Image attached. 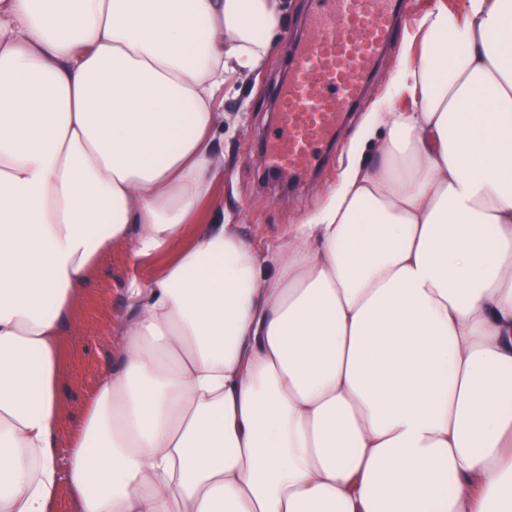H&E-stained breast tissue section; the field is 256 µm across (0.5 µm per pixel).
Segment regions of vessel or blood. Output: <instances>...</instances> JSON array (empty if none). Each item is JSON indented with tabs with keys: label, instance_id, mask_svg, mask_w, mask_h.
Here are the masks:
<instances>
[{
	"label": "vessel or blood",
	"instance_id": "1",
	"mask_svg": "<svg viewBox=\"0 0 512 512\" xmlns=\"http://www.w3.org/2000/svg\"><path fill=\"white\" fill-rule=\"evenodd\" d=\"M310 2V34L287 47L290 73L265 138L271 167L291 179L322 168L397 25L396 0Z\"/></svg>",
	"mask_w": 512,
	"mask_h": 512
}]
</instances>
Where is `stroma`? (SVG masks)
I'll return each mask as SVG.
<instances>
[{
    "label": "stroma",
    "mask_w": 512,
    "mask_h": 512,
    "mask_svg": "<svg viewBox=\"0 0 512 512\" xmlns=\"http://www.w3.org/2000/svg\"><path fill=\"white\" fill-rule=\"evenodd\" d=\"M436 0H402L401 19L381 62L373 71L354 112L333 147L324 172L291 180L269 169L262 141L276 112V93L287 74V44L303 40L309 0H283L288 25L267 66L258 75L222 94L219 111L224 126L217 132L224 153V181L215 191L216 219L239 225L252 241L267 246L284 236L289 225L301 223L323 204L346 161V148L387 88L393 71L414 59L407 37L417 18ZM158 260H140L131 243L105 253L78 292L60 338L61 418L57 445L67 449L98 377L111 364L120 324L127 312L126 288L131 279L150 277Z\"/></svg>",
    "instance_id": "1"
}]
</instances>
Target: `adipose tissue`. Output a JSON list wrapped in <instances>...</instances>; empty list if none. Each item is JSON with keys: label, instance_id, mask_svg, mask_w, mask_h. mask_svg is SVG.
<instances>
[{"label": "adipose tissue", "instance_id": "adipose-tissue-1", "mask_svg": "<svg viewBox=\"0 0 512 512\" xmlns=\"http://www.w3.org/2000/svg\"><path fill=\"white\" fill-rule=\"evenodd\" d=\"M282 0H0V512H512V0L436 4L326 203L208 223L218 95ZM408 98L409 108L394 101ZM118 242L117 355L59 454L62 336Z\"/></svg>", "mask_w": 512, "mask_h": 512}]
</instances>
